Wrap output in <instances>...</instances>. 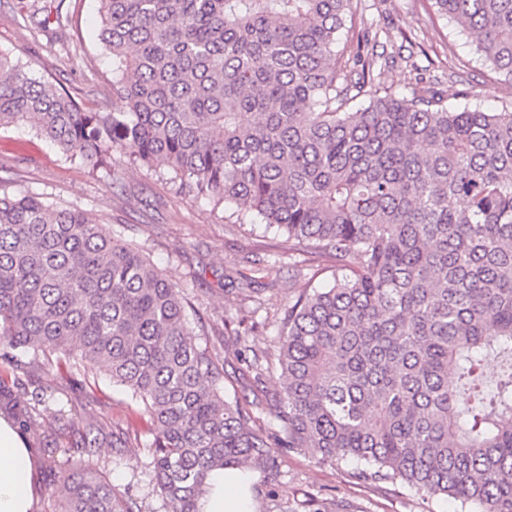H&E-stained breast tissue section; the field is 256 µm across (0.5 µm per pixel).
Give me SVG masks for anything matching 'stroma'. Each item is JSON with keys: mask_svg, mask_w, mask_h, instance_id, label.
<instances>
[{"mask_svg": "<svg viewBox=\"0 0 512 512\" xmlns=\"http://www.w3.org/2000/svg\"><path fill=\"white\" fill-rule=\"evenodd\" d=\"M49 0H0V49L27 64L32 74L63 86L84 106H97L112 93V59L98 40L97 0H65L63 23L47 21ZM353 25L344 27L339 44L347 53L368 46L386 58L379 80L404 95L435 86L448 103L484 111L512 108V86L497 81L473 51L472 39L447 19L437 17L429 0H353ZM11 192L41 195L51 204L77 205L97 217L103 229L143 248L168 280L182 286L197 313L209 324L194 336L195 344L209 348L224 369V397L250 394L248 380L239 374L241 345L256 351L274 348L276 326L266 314L280 313L304 287L332 284L331 272L295 270L283 260L269 275L252 262L253 256L277 252L279 238L266 234L262 223L252 233L225 224L207 202H194L176 192L169 181L146 170H129L113 181L105 170L65 160L49 142L28 127L0 128V179ZM233 276L236 287L261 291L265 312L257 313L258 329L245 343L224 335L222 318L230 307L224 286ZM20 376L28 388H43L48 412L38 418L37 433L26 436L34 457L32 488L34 512H52L53 498L45 487L44 446L54 442L57 465L73 457L74 435L87 422L127 437L129 447L117 452L109 445L98 450L95 464L120 490L137 497L143 512H160L161 503L150 494L145 448L150 424L141 406L112 387L104 375L74 369L48 370L33 361L14 370L0 359V377ZM256 512H318L329 503L345 512H479L478 505L441 495L423 498L417 492L390 484H369L349 477L347 468L317 463L313 450L279 456L272 477L251 471Z\"/></svg>", "mask_w": 512, "mask_h": 512, "instance_id": "stroma-1", "label": "stroma"}]
</instances>
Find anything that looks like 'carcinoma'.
Instances as JSON below:
<instances>
[{"instance_id":"cac0c4a2","label":"carcinoma","mask_w":512,"mask_h":512,"mask_svg":"<svg viewBox=\"0 0 512 512\" xmlns=\"http://www.w3.org/2000/svg\"><path fill=\"white\" fill-rule=\"evenodd\" d=\"M350 2L100 0L112 103L95 108L0 50V127L95 168L164 167L333 273L276 318L274 352H240L242 375L276 392L228 401L183 292L140 248L0 181V345L19 369L50 351L48 366L102 372L143 406L165 512H200L213 470L268 475L302 448L365 483L512 512V111L355 73L336 52ZM433 2L512 84V0ZM24 394L0 379L23 432L37 427ZM265 405L274 428L258 425ZM106 438L88 423L66 468L47 448L56 512H142L84 461Z\"/></svg>"}]
</instances>
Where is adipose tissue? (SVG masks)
I'll list each match as a JSON object with an SVG mask.
<instances>
[{
	"label": "adipose tissue",
	"instance_id": "ef3b65f1",
	"mask_svg": "<svg viewBox=\"0 0 512 512\" xmlns=\"http://www.w3.org/2000/svg\"><path fill=\"white\" fill-rule=\"evenodd\" d=\"M33 460L20 432L0 418V512H32ZM249 474L243 469L212 472L202 498L203 512H252L247 494Z\"/></svg>",
	"mask_w": 512,
	"mask_h": 512
}]
</instances>
